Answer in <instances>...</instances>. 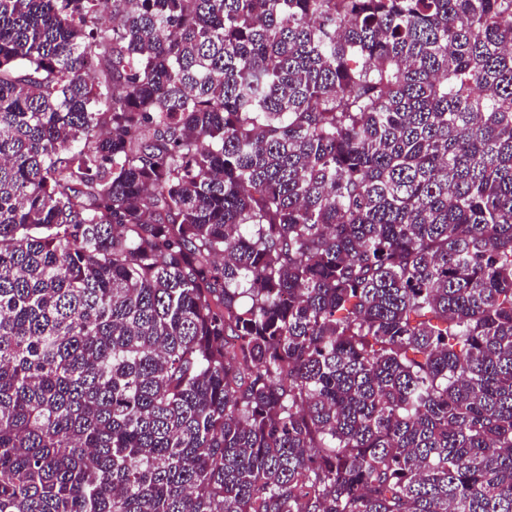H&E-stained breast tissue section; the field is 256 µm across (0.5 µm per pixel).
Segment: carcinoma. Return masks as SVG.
Segmentation results:
<instances>
[{"mask_svg": "<svg viewBox=\"0 0 512 512\" xmlns=\"http://www.w3.org/2000/svg\"><path fill=\"white\" fill-rule=\"evenodd\" d=\"M0 512H512V0H0Z\"/></svg>", "mask_w": 512, "mask_h": 512, "instance_id": "obj_1", "label": "carcinoma"}]
</instances>
